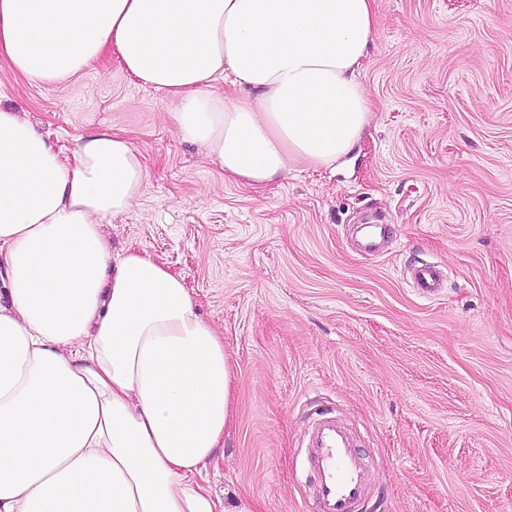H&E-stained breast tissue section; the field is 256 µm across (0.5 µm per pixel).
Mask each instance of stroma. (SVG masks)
I'll return each mask as SVG.
<instances>
[{
    "label": "stroma",
    "instance_id": "stroma-1",
    "mask_svg": "<svg viewBox=\"0 0 512 512\" xmlns=\"http://www.w3.org/2000/svg\"><path fill=\"white\" fill-rule=\"evenodd\" d=\"M375 16L358 150L261 189L181 141L112 52L52 85L0 58V103L62 155L111 130L143 156L139 205L104 230L180 274L224 341L216 495L303 512L314 402L359 439L370 512H512V0H375ZM366 222L387 228L375 256L352 237ZM416 261L444 263L437 297L409 286Z\"/></svg>",
    "mask_w": 512,
    "mask_h": 512
}]
</instances>
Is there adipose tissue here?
I'll use <instances>...</instances> for the list:
<instances>
[{
	"instance_id": "1",
	"label": "adipose tissue",
	"mask_w": 512,
	"mask_h": 512,
	"mask_svg": "<svg viewBox=\"0 0 512 512\" xmlns=\"http://www.w3.org/2000/svg\"><path fill=\"white\" fill-rule=\"evenodd\" d=\"M373 35L374 0H0L15 73L54 84L115 49L254 188L355 148ZM147 177L121 134L65 158L0 104V512H256L204 479L232 396L217 328L180 275L102 233Z\"/></svg>"
}]
</instances>
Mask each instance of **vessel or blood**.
Masks as SVG:
<instances>
[{"label": "vessel or blood", "mask_w": 512, "mask_h": 512, "mask_svg": "<svg viewBox=\"0 0 512 512\" xmlns=\"http://www.w3.org/2000/svg\"><path fill=\"white\" fill-rule=\"evenodd\" d=\"M409 278L422 296L434 297L441 292L440 264L416 265ZM305 435L303 468L313 480L314 512H359L368 498L372 478L349 429L336 418L320 417L309 422Z\"/></svg>", "instance_id": "1"}]
</instances>
